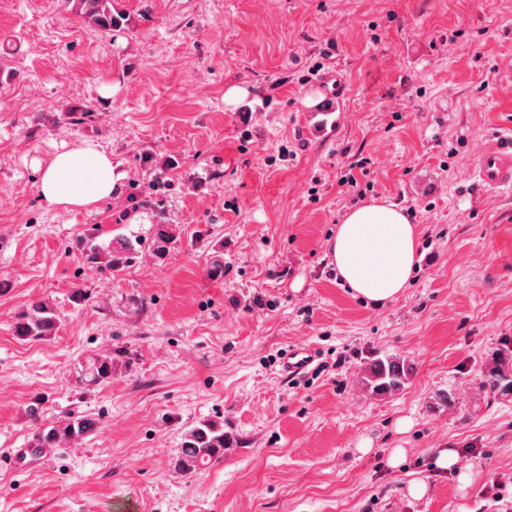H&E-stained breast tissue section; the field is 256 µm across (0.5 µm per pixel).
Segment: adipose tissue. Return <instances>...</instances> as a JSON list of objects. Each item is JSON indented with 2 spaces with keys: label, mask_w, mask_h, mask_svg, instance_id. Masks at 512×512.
<instances>
[{
  "label": "adipose tissue",
  "mask_w": 512,
  "mask_h": 512,
  "mask_svg": "<svg viewBox=\"0 0 512 512\" xmlns=\"http://www.w3.org/2000/svg\"><path fill=\"white\" fill-rule=\"evenodd\" d=\"M112 157L86 145L54 155L43 169L38 193L48 206L92 211L111 199ZM417 231L403 210L371 201L348 211L328 243L340 279L364 300L396 301L415 270Z\"/></svg>",
  "instance_id": "obj_1"
}]
</instances>
